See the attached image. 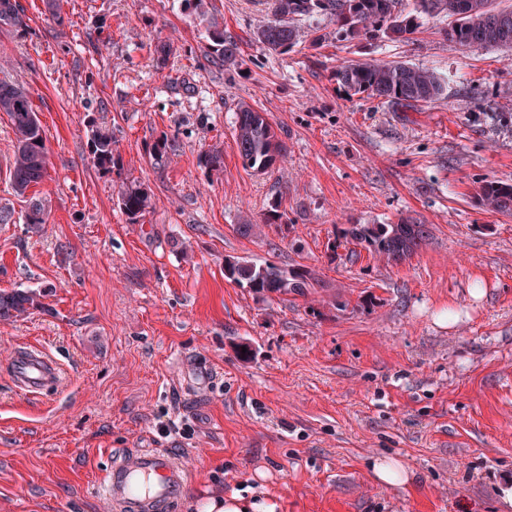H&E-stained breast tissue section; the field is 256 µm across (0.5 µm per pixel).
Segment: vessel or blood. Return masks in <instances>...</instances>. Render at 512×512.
I'll use <instances>...</instances> for the list:
<instances>
[{"mask_svg": "<svg viewBox=\"0 0 512 512\" xmlns=\"http://www.w3.org/2000/svg\"><path fill=\"white\" fill-rule=\"evenodd\" d=\"M5 372L27 396L48 394L62 381L59 364L33 347H17ZM189 478L186 467L170 453L129 448L105 467L98 491L114 512H172Z\"/></svg>", "mask_w": 512, "mask_h": 512, "instance_id": "vessel-or-blood-1", "label": "vessel or blood"}]
</instances>
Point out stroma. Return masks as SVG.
Instances as JSON below:
<instances>
[{"instance_id":"stroma-1","label":"stroma","mask_w":512,"mask_h":512,"mask_svg":"<svg viewBox=\"0 0 512 512\" xmlns=\"http://www.w3.org/2000/svg\"><path fill=\"white\" fill-rule=\"evenodd\" d=\"M19 3L26 27L0 29V78L29 90L49 165L13 192L0 114V291L43 297L0 319V362L31 345L64 381L32 398L0 371V512H111L98 476L126 448L188 468L176 512L259 474L281 512H498L512 478V214L478 193L512 184V51L463 50L443 13L410 43L341 41L329 17L308 18L276 55L253 37L261 0H208L204 15L187 0H63L59 23L43 0ZM213 20L240 38L238 65L212 64ZM345 61L431 69L448 96L417 112L347 97L332 79ZM244 103L287 147L273 172L242 166ZM96 129L117 142L112 172L89 153ZM165 135L181 150L159 169L149 150ZM212 150L217 172L202 162ZM129 182L152 190L136 224L118 207ZM274 196L288 232L264 224ZM404 218L430 230L406 261L327 252L349 225ZM229 260L301 264L322 286L260 297L225 278ZM383 456L413 482H376L368 462Z\"/></svg>"}]
</instances>
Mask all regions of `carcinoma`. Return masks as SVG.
Instances as JSON below:
<instances>
[{"label":"carcinoma","instance_id":"cac0c4a2","mask_svg":"<svg viewBox=\"0 0 512 512\" xmlns=\"http://www.w3.org/2000/svg\"><path fill=\"white\" fill-rule=\"evenodd\" d=\"M417 13L397 9L398 0H266L271 18L254 32L267 49L280 54L299 41L295 21L314 15L336 21V33L345 40L382 35L409 43L421 27L420 15L445 13L453 18L443 30L445 36L466 50L512 49V9L493 6V0H417ZM26 26L17 0H0V27L22 30ZM214 53L226 65H235L241 54L240 40L214 24L209 29ZM338 84L350 96L376 99L397 112H417L423 106L447 98L448 85L433 71L406 62H361L338 66ZM0 112L15 134L16 146L10 166L11 187L23 195L43 181L49 164V148L29 90L21 84L0 79ZM236 139L242 165L257 173H269L286 156L285 143L277 136L265 113L242 105L236 113ZM93 163L110 171L118 164L112 134L94 130L91 136ZM180 150L176 138L164 137L154 143L150 155L158 166L168 163ZM480 205L490 211L512 213V185L489 182L481 187ZM118 205L132 224L151 205L150 191L141 184L121 187ZM278 198L269 202L265 223L288 225ZM342 237L396 263L409 258L426 242L429 229L410 219L398 224H351ZM224 275L258 296L296 294L304 296L318 281L304 266L280 267L249 261H229ZM40 305L34 291L0 293V317H21Z\"/></svg>","mask_w":512,"mask_h":512}]
</instances>
